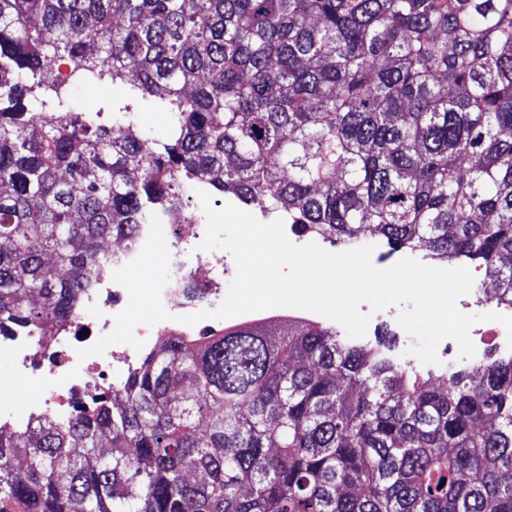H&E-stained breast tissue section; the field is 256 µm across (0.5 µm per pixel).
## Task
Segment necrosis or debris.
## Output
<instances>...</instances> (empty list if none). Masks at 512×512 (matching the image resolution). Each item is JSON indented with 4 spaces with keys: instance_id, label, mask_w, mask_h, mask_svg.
<instances>
[{
    "instance_id": "obj_1",
    "label": "necrosis or debris",
    "mask_w": 512,
    "mask_h": 512,
    "mask_svg": "<svg viewBox=\"0 0 512 512\" xmlns=\"http://www.w3.org/2000/svg\"><path fill=\"white\" fill-rule=\"evenodd\" d=\"M148 225H139L130 244L111 251V261L97 275L91 288L78 299L74 318L57 327L53 336H40L34 329L0 335V352L13 361V380L38 393L27 402L17 401L0 392V424L25 428L48 414L66 416L79 406H91L106 390L118 389L139 353L133 347L123 351L106 350L103 355L79 359L78 349L94 343L112 331L114 317L128 302L126 290L113 282L112 272L134 260L148 236ZM170 243V281L162 291V302L170 312L168 320L154 326H137L135 334L144 342L169 333L183 336L201 334L205 323L188 326L179 323L182 314L195 312L198 303L215 308L224 296V276L231 264L223 251H203L206 227L200 223L184 225L175 233L173 225H165Z\"/></svg>"
}]
</instances>
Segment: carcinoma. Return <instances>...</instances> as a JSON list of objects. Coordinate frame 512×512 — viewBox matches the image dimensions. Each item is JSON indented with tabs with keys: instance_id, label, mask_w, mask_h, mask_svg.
I'll return each instance as SVG.
<instances>
[{
	"instance_id": "carcinoma-1",
	"label": "carcinoma",
	"mask_w": 512,
	"mask_h": 512,
	"mask_svg": "<svg viewBox=\"0 0 512 512\" xmlns=\"http://www.w3.org/2000/svg\"><path fill=\"white\" fill-rule=\"evenodd\" d=\"M75 82L175 113L143 149ZM302 233L495 269L512 305V0H0V333L48 336L183 179ZM433 375L295 317L171 335L123 386L0 425V512H512V358Z\"/></svg>"
}]
</instances>
